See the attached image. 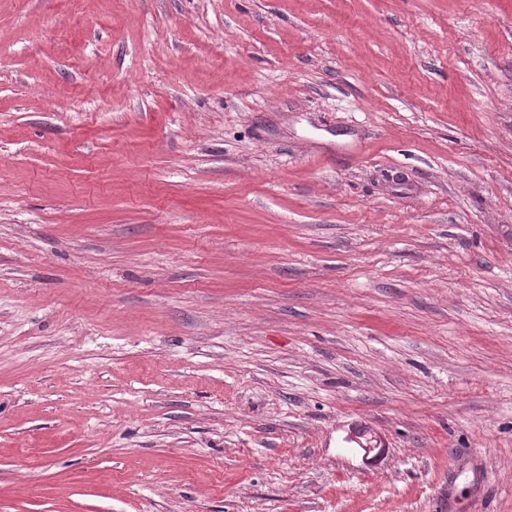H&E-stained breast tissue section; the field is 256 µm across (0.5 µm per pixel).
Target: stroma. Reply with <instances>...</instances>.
I'll return each instance as SVG.
<instances>
[{"label": "stroma", "mask_w": 512, "mask_h": 512, "mask_svg": "<svg viewBox=\"0 0 512 512\" xmlns=\"http://www.w3.org/2000/svg\"><path fill=\"white\" fill-rule=\"evenodd\" d=\"M0 512H512V0H0Z\"/></svg>", "instance_id": "35a3bbf8"}]
</instances>
